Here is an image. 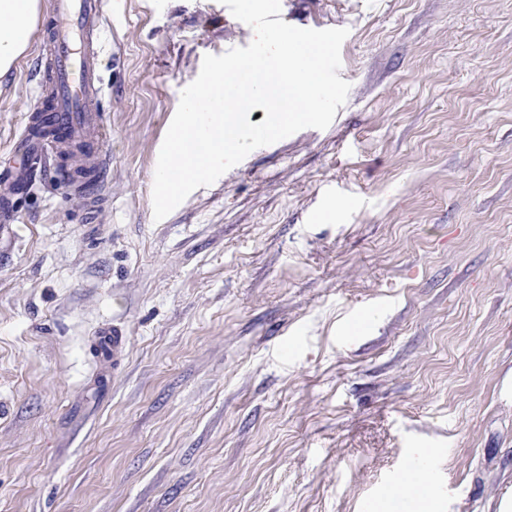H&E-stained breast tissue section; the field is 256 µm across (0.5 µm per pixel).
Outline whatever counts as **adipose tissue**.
Wrapping results in <instances>:
<instances>
[{
    "mask_svg": "<svg viewBox=\"0 0 512 512\" xmlns=\"http://www.w3.org/2000/svg\"><path fill=\"white\" fill-rule=\"evenodd\" d=\"M40 9V0H0V83L27 52Z\"/></svg>",
    "mask_w": 512,
    "mask_h": 512,
    "instance_id": "obj_1",
    "label": "adipose tissue"
}]
</instances>
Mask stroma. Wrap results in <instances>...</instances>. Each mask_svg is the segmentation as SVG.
<instances>
[{"label":"stroma","instance_id":"1","mask_svg":"<svg viewBox=\"0 0 512 512\" xmlns=\"http://www.w3.org/2000/svg\"><path fill=\"white\" fill-rule=\"evenodd\" d=\"M106 17L109 194L44 169L0 229V512H384L419 448L441 512H512V0H281L348 29L345 104L159 221L181 92L251 28L221 0Z\"/></svg>","mask_w":512,"mask_h":512}]
</instances>
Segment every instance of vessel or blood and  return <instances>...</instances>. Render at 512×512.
<instances>
[{
	"mask_svg": "<svg viewBox=\"0 0 512 512\" xmlns=\"http://www.w3.org/2000/svg\"><path fill=\"white\" fill-rule=\"evenodd\" d=\"M106 0H50V16L39 40V65L46 80L36 89V110L14 150L22 162L13 180L30 185L28 161L47 158L56 180L81 181L89 209H96L108 166L107 132L99 104L104 95L100 35Z\"/></svg>",
	"mask_w": 512,
	"mask_h": 512,
	"instance_id": "1",
	"label": "vessel or blood"
}]
</instances>
